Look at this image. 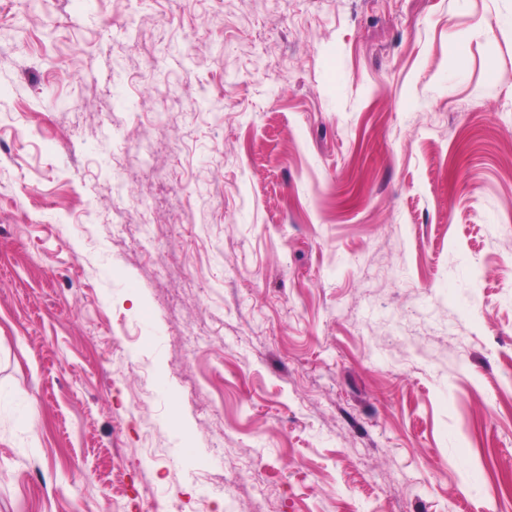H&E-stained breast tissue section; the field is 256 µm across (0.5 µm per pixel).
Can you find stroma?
<instances>
[{
    "label": "stroma",
    "mask_w": 512,
    "mask_h": 512,
    "mask_svg": "<svg viewBox=\"0 0 512 512\" xmlns=\"http://www.w3.org/2000/svg\"><path fill=\"white\" fill-rule=\"evenodd\" d=\"M0 512H512V0H0Z\"/></svg>",
    "instance_id": "obj_1"
}]
</instances>
